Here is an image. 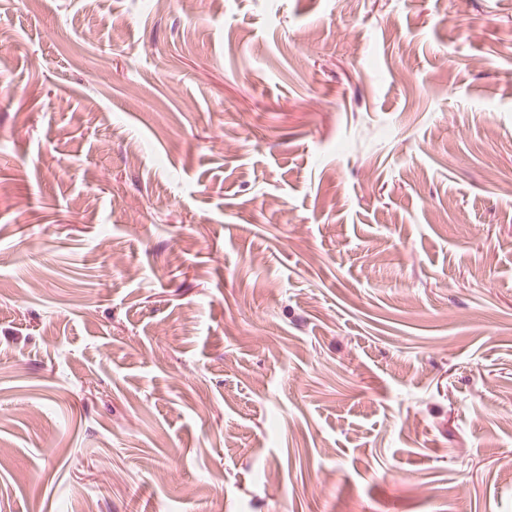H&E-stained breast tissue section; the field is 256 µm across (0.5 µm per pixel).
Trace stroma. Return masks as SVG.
Masks as SVG:
<instances>
[{"mask_svg":"<svg viewBox=\"0 0 512 512\" xmlns=\"http://www.w3.org/2000/svg\"><path fill=\"white\" fill-rule=\"evenodd\" d=\"M512 512V0H0V512Z\"/></svg>","mask_w":512,"mask_h":512,"instance_id":"obj_1","label":"stroma"}]
</instances>
